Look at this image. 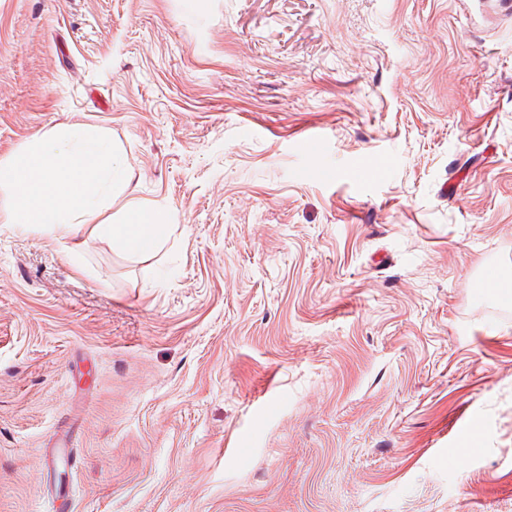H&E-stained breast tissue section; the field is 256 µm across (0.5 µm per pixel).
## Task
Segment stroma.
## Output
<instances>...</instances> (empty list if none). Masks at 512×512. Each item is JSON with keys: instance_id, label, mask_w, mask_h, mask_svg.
<instances>
[{"instance_id": "1", "label": "stroma", "mask_w": 512, "mask_h": 512, "mask_svg": "<svg viewBox=\"0 0 512 512\" xmlns=\"http://www.w3.org/2000/svg\"><path fill=\"white\" fill-rule=\"evenodd\" d=\"M75 124L176 230L0 223V512H512L511 6L0 0V160Z\"/></svg>"}]
</instances>
